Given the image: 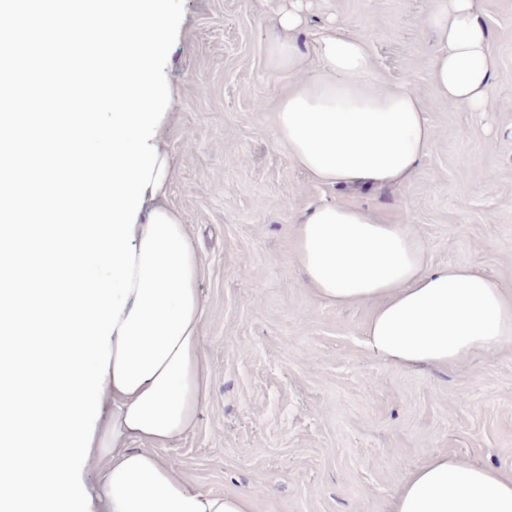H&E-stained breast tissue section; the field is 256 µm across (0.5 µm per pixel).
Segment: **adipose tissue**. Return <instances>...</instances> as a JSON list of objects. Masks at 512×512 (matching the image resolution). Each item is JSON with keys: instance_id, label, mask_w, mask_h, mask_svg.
<instances>
[{"instance_id": "ef3b65f1", "label": "adipose tissue", "mask_w": 512, "mask_h": 512, "mask_svg": "<svg viewBox=\"0 0 512 512\" xmlns=\"http://www.w3.org/2000/svg\"><path fill=\"white\" fill-rule=\"evenodd\" d=\"M425 21L436 42L431 88L475 112L494 92L497 62L475 0H433ZM290 0L268 46L272 70L298 78L278 105L275 137L318 185L355 194L409 187L434 139L427 103L410 86H384L370 48L351 25L335 22L307 44ZM291 262L321 300L346 307L371 302L367 349L385 364L445 368L512 343V300L497 282L463 264L430 267L409 224L385 222L359 204L309 207L292 228ZM190 324L153 377L131 393L106 378L108 421L97 422L86 489L101 512H252L249 495H215L181 477L159 456L191 431L209 378L194 299ZM391 512H512V472L433 455L403 475Z\"/></svg>"}]
</instances>
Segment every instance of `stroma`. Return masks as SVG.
<instances>
[{
  "label": "stroma",
  "mask_w": 512,
  "mask_h": 512,
  "mask_svg": "<svg viewBox=\"0 0 512 512\" xmlns=\"http://www.w3.org/2000/svg\"><path fill=\"white\" fill-rule=\"evenodd\" d=\"M286 0H185L165 73L172 161L159 205L186 224L201 266L209 398L162 449L179 474L253 512H389L394 487L435 453L512 469V345L447 369H400L363 343L372 307L315 299L291 264L314 203L358 201L413 225L432 265L483 270L512 296V0H477L497 60L486 111L431 95L432 0H311L307 42L349 21L384 85L409 83L434 128L410 188L321 187L274 137L294 77L267 47Z\"/></svg>",
  "instance_id": "stroma-1"
}]
</instances>
